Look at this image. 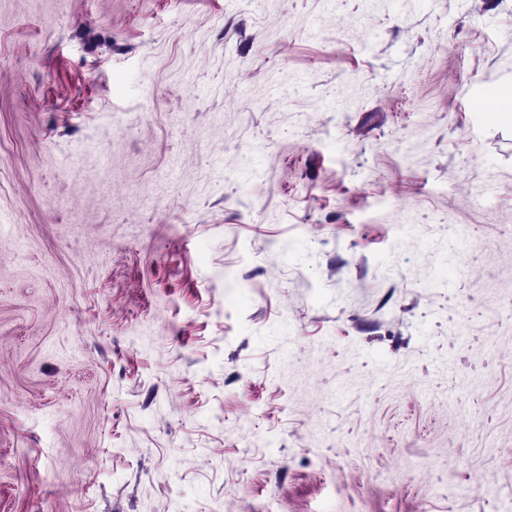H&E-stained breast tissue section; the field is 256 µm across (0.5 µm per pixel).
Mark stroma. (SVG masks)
<instances>
[{"label": "stroma", "instance_id": "1", "mask_svg": "<svg viewBox=\"0 0 512 512\" xmlns=\"http://www.w3.org/2000/svg\"><path fill=\"white\" fill-rule=\"evenodd\" d=\"M0 512H512V0H0Z\"/></svg>", "mask_w": 512, "mask_h": 512}]
</instances>
